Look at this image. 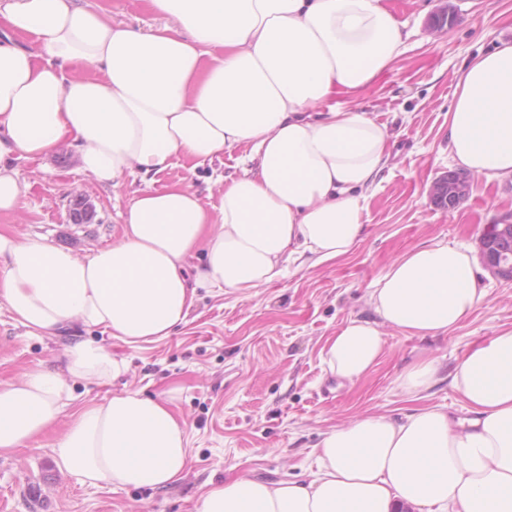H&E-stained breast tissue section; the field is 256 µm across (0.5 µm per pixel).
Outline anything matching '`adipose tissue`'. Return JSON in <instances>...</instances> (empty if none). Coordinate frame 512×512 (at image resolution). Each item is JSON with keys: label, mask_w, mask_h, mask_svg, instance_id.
<instances>
[{"label": "adipose tissue", "mask_w": 512, "mask_h": 512, "mask_svg": "<svg viewBox=\"0 0 512 512\" xmlns=\"http://www.w3.org/2000/svg\"><path fill=\"white\" fill-rule=\"evenodd\" d=\"M143 3L164 27L115 25L83 0H0V221L22 196L13 160L67 140L103 184L241 146L247 166L212 207L179 183L145 187L120 212L119 239L84 256L0 231V299L29 333L72 335L60 367L0 383V454L54 427L75 385L127 374L126 359L77 330L157 342L186 324L199 290L247 293L289 263L350 253L364 192L389 156L384 125L334 103L401 55L387 0ZM448 148L471 174L512 175V44L461 72ZM485 295L465 245L411 250L373 288L374 319L349 320L327 341L325 369L356 383L384 351L382 326L443 336ZM452 384L467 416L437 406L360 416L323 433L310 479H227L199 512H512V328L468 351ZM53 453L81 482L156 490L187 467V427L172 398L120 390L77 410Z\"/></svg>", "instance_id": "1"}]
</instances>
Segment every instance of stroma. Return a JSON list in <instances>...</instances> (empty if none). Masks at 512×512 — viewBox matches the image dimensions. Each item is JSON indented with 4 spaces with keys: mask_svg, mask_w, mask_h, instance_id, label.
<instances>
[{
    "mask_svg": "<svg viewBox=\"0 0 512 512\" xmlns=\"http://www.w3.org/2000/svg\"><path fill=\"white\" fill-rule=\"evenodd\" d=\"M449 3L456 24L434 29L433 16ZM389 5L405 26V49L356 103L386 126L390 157L368 192L365 231L352 251L318 266L290 265L284 276L246 295L199 292L187 323L154 343L132 348L97 329L85 333L127 358L130 370L110 387L76 385L72 409L101 400L112 388L154 396L177 389L190 448L183 478L157 490L81 483L59 469L52 453L67 426L62 420L37 443L0 456V512H197L210 484L238 474L308 477L321 434L359 415L399 418L420 403L465 414L466 403L451 384L457 364L474 344L512 328V281L490 271L481 275L484 301L448 336L420 340L387 329L379 364L352 386L330 376L322 362L328 338L348 319H374L369 293L397 258L439 242L474 251L486 225L512 221V175L475 178L469 196L451 212L430 197L433 182L455 168L448 109L457 78L475 57L512 41V0ZM247 152L239 147L197 169L175 158L153 180L127 173L113 187L84 172L78 147L67 142L46 158L15 161L23 195L10 229L84 255L118 238L119 212L146 183L178 182L217 204L216 177L241 174ZM76 191L93 204L92 223H72L69 200ZM67 342L28 334L0 301V383L17 380L38 362H56ZM425 355L439 361L442 379L416 402L398 377Z\"/></svg>",
    "mask_w": 512,
    "mask_h": 512,
    "instance_id": "obj_1",
    "label": "stroma"
}]
</instances>
